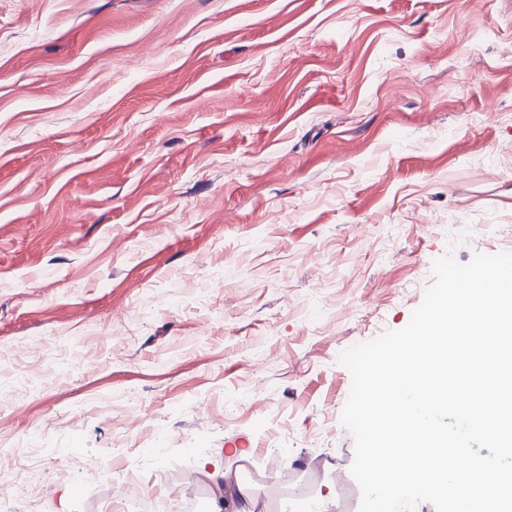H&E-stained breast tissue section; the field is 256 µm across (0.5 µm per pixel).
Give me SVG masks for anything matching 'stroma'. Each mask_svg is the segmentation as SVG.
<instances>
[{"mask_svg": "<svg viewBox=\"0 0 512 512\" xmlns=\"http://www.w3.org/2000/svg\"><path fill=\"white\" fill-rule=\"evenodd\" d=\"M510 250L512 0H0V454L40 512L122 468L209 512L216 466L359 512L341 353Z\"/></svg>", "mask_w": 512, "mask_h": 512, "instance_id": "stroma-1", "label": "stroma"}]
</instances>
